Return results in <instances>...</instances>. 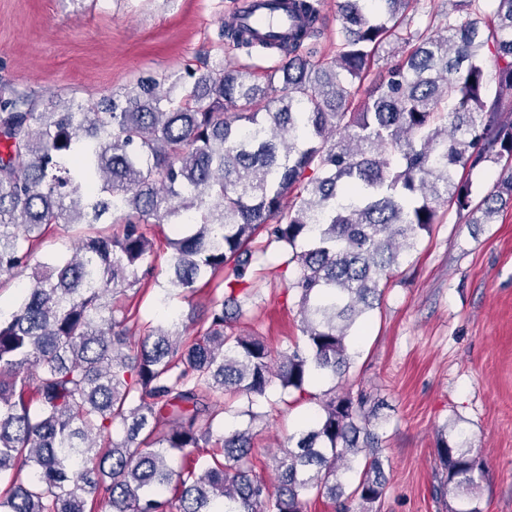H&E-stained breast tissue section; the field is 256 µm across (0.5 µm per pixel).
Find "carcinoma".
Masks as SVG:
<instances>
[{
    "instance_id": "obj_1",
    "label": "carcinoma",
    "mask_w": 512,
    "mask_h": 512,
    "mask_svg": "<svg viewBox=\"0 0 512 512\" xmlns=\"http://www.w3.org/2000/svg\"><path fill=\"white\" fill-rule=\"evenodd\" d=\"M420 0H342L331 62L311 59L320 0H286L297 25L268 42L241 25L221 37L281 63L256 83L224 66L193 83L141 81L101 102L37 112L0 94V287L28 268L46 224H78L69 257L38 262L0 307V512H369L386 477L363 393L336 394L381 285L416 251L439 206L491 224L512 202V0H450L443 27L415 20ZM408 48L371 74L384 44ZM282 80V91L268 89ZM495 93H490V84ZM504 163L485 195L472 172ZM117 225L105 235L94 226ZM178 226L165 308L176 290L224 286L200 327L179 315L133 341L137 310L119 297L153 268L150 219ZM266 245L256 247L260 231ZM295 266L303 344L273 356L260 336L226 331L242 312L250 261L272 244ZM331 381L321 394L307 387ZM319 409L253 476L249 429L217 432L224 395ZM120 439L113 438L115 428ZM218 452L206 459L201 448ZM436 496L470 499L479 452L441 434ZM183 460L180 468L172 460Z\"/></svg>"
}]
</instances>
